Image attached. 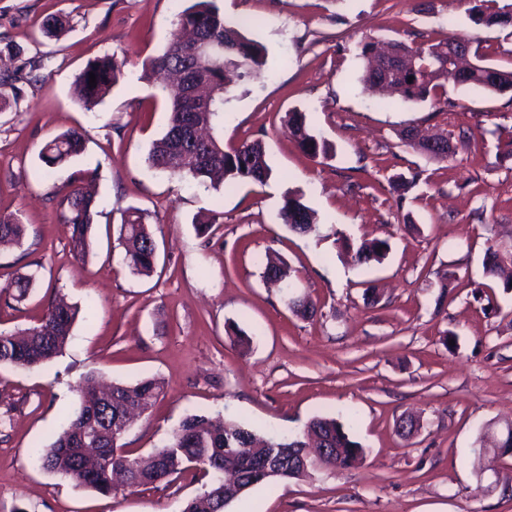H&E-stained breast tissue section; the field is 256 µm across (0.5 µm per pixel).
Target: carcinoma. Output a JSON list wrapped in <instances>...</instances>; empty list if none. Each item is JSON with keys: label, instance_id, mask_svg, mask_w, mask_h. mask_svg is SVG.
Returning <instances> with one entry per match:
<instances>
[{"label": "carcinoma", "instance_id": "carcinoma-1", "mask_svg": "<svg viewBox=\"0 0 512 512\" xmlns=\"http://www.w3.org/2000/svg\"><path fill=\"white\" fill-rule=\"evenodd\" d=\"M469 3V18L473 23L488 28L512 26V0H469ZM173 26L175 30L163 53L144 63L145 73L171 72L193 61L190 56L192 45L179 36L183 30L192 28L217 47L215 61H196L199 82L210 87L213 95L201 105L179 84L164 87L170 108L169 124L164 135L150 148L149 168L171 179L193 181L206 190L239 181L265 182L270 169L259 140L245 141L226 151L218 137L212 136L210 142L196 151L185 148L194 129L214 125L224 113V101L231 92L228 74L243 80L252 71L266 66L265 48L248 38L242 26L226 22L216 0H194L191 6L176 15ZM371 51V44L362 45L361 55L366 58V65L360 82L365 92L376 93L390 88L402 100L411 103L437 96V90L448 83L499 95L512 92V68H499L492 76L478 70L462 80L453 77L446 67L448 44L444 40L414 48L415 68L386 83L373 68L369 59ZM124 66V61L109 54L85 66L74 82V94L85 109L90 111L103 101L118 82ZM91 72L96 75L94 87L89 85ZM286 125L291 136L310 156L324 159L333 156V146L309 128L305 113L289 112ZM83 148L82 133L70 129L43 147L40 160L49 168L60 167L79 155ZM81 179L83 176L71 174V189L58 201L61 220L73 227L72 253L78 259L86 255L88 229L101 215L95 197L74 186ZM280 218L299 235L307 236L317 231L315 213L296 197L285 198ZM145 219L143 212L130 208L121 225L123 261L134 275L150 274L155 262L156 245ZM24 234L25 225L20 218L13 214L0 215V244H19ZM388 251L386 239L364 241L357 246L355 259L359 263L380 262ZM505 260L512 261V251L502 253L489 249L485 274L496 275ZM286 275L285 262L280 257L265 256L264 278H284ZM75 318L74 307L52 302L33 325L10 333L1 331L0 366L29 368L58 356L66 345ZM84 385L79 408L68 418L63 432L39 455V461L44 469L102 494L112 493L117 472L128 475V488L138 489L194 468L203 471L209 481L186 504L183 512H225L230 503L242 496L241 488L258 485L253 480V469L269 458L283 460L277 479L288 480L305 477L316 468L342 473L358 465L364 457V448L352 440L335 419L314 418L305 434L281 435L262 434L220 414L187 416L161 447L146 455L132 456L126 451L117 454L112 443L115 428L129 412L147 410L161 394V385L156 380L135 385L115 383L108 395L97 392L91 378L85 379ZM310 435L321 441L326 452L316 463L307 461V467L303 469L301 457L306 455V437ZM91 436L97 442L99 458L96 464L88 466L81 461L80 449ZM229 474L235 477L232 484L226 482Z\"/></svg>", "mask_w": 512, "mask_h": 512}]
</instances>
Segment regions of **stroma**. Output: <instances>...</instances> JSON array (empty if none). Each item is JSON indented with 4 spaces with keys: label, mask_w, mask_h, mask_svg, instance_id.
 Masks as SVG:
<instances>
[{
    "label": "stroma",
    "mask_w": 512,
    "mask_h": 512,
    "mask_svg": "<svg viewBox=\"0 0 512 512\" xmlns=\"http://www.w3.org/2000/svg\"><path fill=\"white\" fill-rule=\"evenodd\" d=\"M192 0H0V214L26 226L0 246V331L33 324L57 298L78 315L62 353L33 368L0 367V512H182L205 482L190 470L136 491L104 496L42 469L50 445L79 406L77 385L95 376L133 384L158 379L163 392L127 430L132 455L161 446L190 414L223 415L280 434L312 418L342 420L365 448L337 473L273 480L228 512H512V456L498 478L478 479L475 449L512 421V290L484 273L494 245L512 244V93L448 88V106L405 104L362 92L361 46L397 40L427 45L453 34L512 67V28L468 18L466 0H217L227 21L268 53L266 69L233 87L216 131L225 149L261 140L271 176L220 190L149 169L169 113L158 77L175 16ZM66 16L59 38L43 20ZM124 60L111 93L93 109L73 85L87 62ZM306 113L332 144L314 158L290 136L286 114ZM76 129L83 154L50 169L48 141ZM444 136L448 160L409 145L402 132ZM95 172L102 211L84 259L54 200L65 178ZM413 178L404 198L396 176ZM318 215V234L283 224L286 197ZM145 212L156 244L150 275L122 262L128 208ZM209 222L206 234L198 224ZM388 240L382 262L360 264L337 237ZM286 261L290 283L315 307L293 313L266 284L265 253ZM35 274L24 300L8 284ZM448 285H441L442 276ZM251 338L248 348L226 330ZM418 426L409 436L398 427Z\"/></svg>",
    "instance_id": "35a3bbf8"
}]
</instances>
